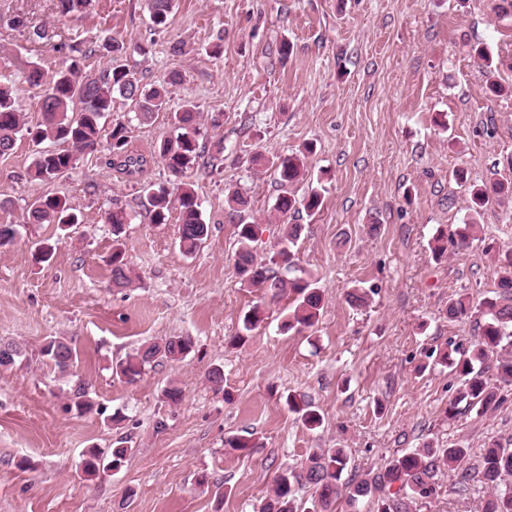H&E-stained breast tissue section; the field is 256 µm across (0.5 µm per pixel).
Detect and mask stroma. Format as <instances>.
<instances>
[{
    "label": "stroma",
    "mask_w": 512,
    "mask_h": 512,
    "mask_svg": "<svg viewBox=\"0 0 512 512\" xmlns=\"http://www.w3.org/2000/svg\"><path fill=\"white\" fill-rule=\"evenodd\" d=\"M493 6L174 0L168 25L156 30L144 0H93L89 13L66 19L52 0H0V82L29 123L40 119L43 90L29 83L25 62L51 74L70 63L72 45L93 44L82 66L97 73L111 63L103 43L114 37L145 84L178 73L171 109L192 100L204 121L200 146L222 158L221 168L182 178L209 226L187 255L178 217L152 223L146 198L148 187L182 180L154 156L170 135L169 112L143 123L131 101L115 98L107 125L125 124L130 148L147 160L133 176L112 167L104 143L47 182L28 172L39 150L57 142L21 139L0 156V224L18 231L0 248V341L26 350L0 369V512H259L277 476L315 448L345 449L348 475L359 479L428 444L469 448L471 467L490 441L512 444V387L496 412L447 418L458 380L440 362L448 344L468 347L483 324L449 318V299L501 295L499 267L512 251V202H491L473 217L453 177L461 169L472 184L512 185V16ZM217 43L219 56L210 52ZM481 49L505 95L487 94ZM307 143L315 152L305 177L286 190L323 197L317 213L295 218L303 226L295 269L317 281L325 301L309 333H285L293 297L242 284L235 226L242 218L256 224L251 248L270 262L284 232L274 209L284 189L250 158ZM232 189L247 198L245 213L229 210ZM46 195L66 198L81 223L66 233L27 223L28 203ZM116 205L132 216L123 236L126 288L113 287L108 265L112 227L103 214ZM474 219L467 245L432 255L437 230ZM39 243L52 245L48 261L36 259ZM355 287L367 292L365 305L349 304ZM256 305L265 320L243 332L242 317ZM177 335L195 340L184 360H159L133 384L113 376L126 355ZM51 338L76 350L95 412L65 410L68 379L39 353ZM217 366L220 391L208 379ZM172 385L183 393L176 404L162 395ZM290 392L319 408L320 428L289 412ZM232 436L252 440L249 456L227 451ZM122 437L133 448L123 468L85 477L83 452ZM486 496L480 483L444 469L417 512H479Z\"/></svg>",
    "instance_id": "35a3bbf8"
}]
</instances>
